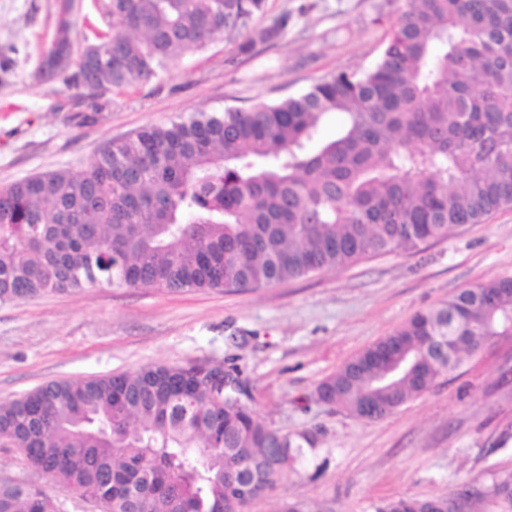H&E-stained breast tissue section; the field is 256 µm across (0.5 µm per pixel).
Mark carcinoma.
I'll return each instance as SVG.
<instances>
[{
  "instance_id": "obj_1",
  "label": "carcinoma",
  "mask_w": 512,
  "mask_h": 512,
  "mask_svg": "<svg viewBox=\"0 0 512 512\" xmlns=\"http://www.w3.org/2000/svg\"><path fill=\"white\" fill-rule=\"evenodd\" d=\"M265 0H96L112 28L40 68L97 92L164 72L224 33L250 54L293 21L253 26ZM83 5L60 0L55 29ZM334 113L336 135L317 138ZM512 205V0H406L379 61L280 102L199 112L109 141L80 175L0 187V303L86 288L269 286L366 255L414 250ZM512 336V276L415 314L325 378L328 404L380 420L464 358ZM240 369L147 365L46 383L0 402V447L102 512H244L314 447L259 420ZM280 449V467L267 468ZM472 504L512 512V471ZM373 512H448V495ZM0 512H63L0 474Z\"/></svg>"
}]
</instances>
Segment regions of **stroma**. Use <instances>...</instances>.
Listing matches in <instances>:
<instances>
[{"label": "stroma", "mask_w": 512, "mask_h": 512, "mask_svg": "<svg viewBox=\"0 0 512 512\" xmlns=\"http://www.w3.org/2000/svg\"><path fill=\"white\" fill-rule=\"evenodd\" d=\"M405 0H265L258 24L283 11L293 26L248 55L237 38L174 58L159 77L93 95L42 81L58 0H0V186L83 172L104 142L197 112L247 108L307 91L378 61ZM101 103L96 123L68 117ZM512 276V207L418 250L369 255L341 269L260 288L171 293L89 288L0 304V401L53 380L146 365L236 357L256 416L310 432L277 488L250 512H370L380 500L480 487L512 470V337L445 374L393 415L366 421L314 397L317 385L412 315L471 284Z\"/></svg>", "instance_id": "1"}]
</instances>
